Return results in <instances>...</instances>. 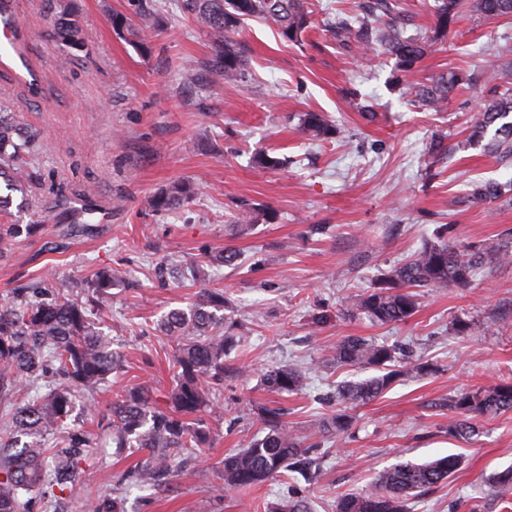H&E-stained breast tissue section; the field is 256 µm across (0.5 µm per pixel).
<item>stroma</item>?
Returning <instances> with one entry per match:
<instances>
[{
    "mask_svg": "<svg viewBox=\"0 0 512 512\" xmlns=\"http://www.w3.org/2000/svg\"><path fill=\"white\" fill-rule=\"evenodd\" d=\"M66 2L78 30L72 45L49 21L56 0L11 3L40 90L29 92L1 66L0 108L37 134L40 178L13 193L0 224L39 229L0 243V302L36 284L62 288L103 268L117 271L100 328L124 371L95 395L86 430L98 432L127 387L161 393L172 385L174 344L160 324L171 310L189 309L198 288L156 276V264L227 247L241 254L239 267L209 270L210 287L229 300L224 324L235 338L224 359V393L205 417L212 446L156 489L127 480L136 457L89 458L78 475L85 495L108 497L120 512H263L296 489L312 512H331L337 495L367 489L392 464L456 454L461 469L411 500V512H512V495L490 482L512 467V413L480 418L478 435L458 441L441 407L452 390L512 374V261L465 288L420 289L417 312L402 323H372L346 303L438 225H454L460 248L512 231V198L489 205L470 198L472 182L512 180V163L465 143L487 94L486 66L512 68V19L464 13L441 50L402 78L392 55L380 50L360 60L327 31V19L354 11L359 0H314L315 26L303 41H288L273 24L249 23L240 36L248 61L242 81L199 86L185 75L207 59L208 37L183 15L180 0H158L170 31L135 36L112 28L125 0ZM451 71L471 74L473 84L451 94L447 110L416 102L410 84ZM366 105L373 118H365ZM306 112L324 113L342 137L306 139L299 131ZM259 152L280 157L282 167H257ZM178 179L199 182L202 194L183 209L155 211L153 196ZM245 202L274 218L241 236L232 225ZM315 224L324 233L311 234ZM458 318L469 321L468 335L453 333ZM348 336L402 348L409 363L437 370L353 407L352 429L324 440L319 426L336 412L338 385L373 375L336 363V345ZM285 365L303 372L302 389L268 391L262 375ZM272 406L310 444L318 482L292 473L246 491L222 488L219 462L257 436L259 413Z\"/></svg>",
    "mask_w": 512,
    "mask_h": 512,
    "instance_id": "35a3bbf8",
    "label": "stroma"
}]
</instances>
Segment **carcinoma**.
Masks as SVG:
<instances>
[{
	"label": "carcinoma",
	"mask_w": 512,
	"mask_h": 512,
	"mask_svg": "<svg viewBox=\"0 0 512 512\" xmlns=\"http://www.w3.org/2000/svg\"><path fill=\"white\" fill-rule=\"evenodd\" d=\"M132 17L112 15V27L122 32L132 29V19L146 27L165 28L155 0H127ZM390 0H370L369 19L351 15L339 17L329 27L336 41L362 50L383 49L394 56L399 70L408 73L420 62L440 37L454 25L466 6L491 20L512 17V0H435L434 35H407L395 23H382L391 12ZM185 16L202 27L209 37V58L205 75L196 80L215 78L234 83L242 79L246 57L234 34L248 20L274 24L281 35L299 42L313 27L307 0H182ZM66 4L53 15L57 35L65 42L75 41L76 27ZM497 71L489 69V93L470 126L467 141L480 142L486 130L512 113V94L498 91ZM468 82L467 75L454 72L433 85L416 91L418 100L429 110L439 111L448 94ZM301 132L310 139L329 140L341 133L324 116L307 112L300 119ZM499 138L488 144L490 152L502 161L512 160V122L499 128ZM38 150L36 136L11 112H0V178L11 191H23L13 177L20 165L27 164ZM201 193L200 184L180 180L153 198L157 211H174L190 204ZM512 195V181L477 183L472 197L493 202ZM273 215L245 203L240 206L236 227L240 233L251 230ZM453 226L444 224L436 240L426 242L407 260L389 269L376 284L350 299L349 306L381 324L405 322L417 311L415 289L424 287H465L482 272L490 273L512 257V237L490 245L460 250L450 242ZM116 277L110 269L97 271L78 285L79 291H54L42 299L44 289L23 295L12 305H0V400L11 393L27 390L32 377L50 375L57 386L42 395L27 397L19 406H0L8 434H0V512H32L38 500H79L83 512H110L103 500L81 499L77 473L96 448L102 453H145L131 477L143 485L161 482L172 470L174 454L190 455L208 446L210 427L197 414L211 409L221 397L224 383V356L233 337L224 335L226 300L220 289L202 288L190 312L173 310L161 330L176 342L171 368L174 384L163 399L147 389L133 386L122 400L112 405L109 432L102 438L87 430L68 425L76 394L94 391L112 375L122 372L119 353L96 326V317L108 307ZM336 362L356 369L373 368L378 374L337 389L341 406L329 427L341 437L352 424L346 413L351 405L366 404L389 390L395 383L413 375L426 376L434 367L400 365L395 349L361 336H349L336 346ZM264 385L272 392L294 393L303 376L285 366L263 374ZM452 416L448 436L469 440L477 434L474 419L512 411V376L476 390H454L440 403ZM282 409L267 407L260 416L263 435L246 448L224 456L220 472L224 487L247 489L287 472L301 471L315 477L311 462L305 461L304 440L288 431L281 421ZM462 458L448 455L417 464L400 461L378 475L374 486L360 494L336 498L335 512H409L410 500L438 488L462 466ZM267 512H310L302 497H290L271 506Z\"/></svg>",
	"instance_id": "obj_1"
}]
</instances>
